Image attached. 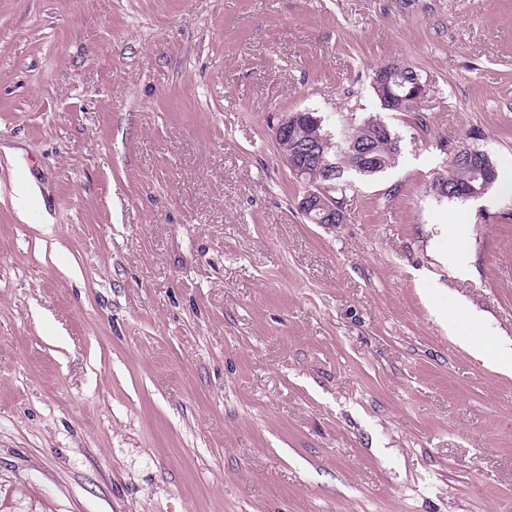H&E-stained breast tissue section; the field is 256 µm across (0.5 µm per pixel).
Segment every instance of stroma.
Returning a JSON list of instances; mask_svg holds the SVG:
<instances>
[{"mask_svg":"<svg viewBox=\"0 0 512 512\" xmlns=\"http://www.w3.org/2000/svg\"><path fill=\"white\" fill-rule=\"evenodd\" d=\"M293 112L400 139L346 223ZM463 145L512 177V0H0V512H512V376L429 311L512 338V193L430 190ZM405 67H407V68H406V70H404L403 74L397 78V83H392L388 89H384V88L377 89L375 86L373 87L374 92L384 110H387L389 112H409V111H411L412 104H409V103L406 104L402 109H399V110L388 108L389 106H388V104H386L387 102H385L386 100H384V99L388 98L391 94L400 96L397 98H399L402 101L404 99H406L407 97H410L411 101H417L418 99L423 97L424 94L426 93V86H425V84H422V80H421L419 74L417 73V71L410 66L405 65ZM416 80H418L421 83L416 84L412 88L414 81H416ZM409 90H410L409 94L406 97H402V96H405Z\"/></svg>","mask_w":512,"mask_h":512,"instance_id":"35a3bbf8","label":"stroma"}]
</instances>
